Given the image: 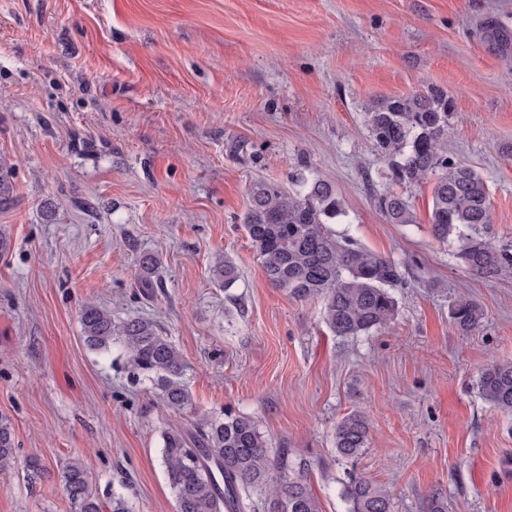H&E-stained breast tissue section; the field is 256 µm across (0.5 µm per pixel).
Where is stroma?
Wrapping results in <instances>:
<instances>
[{
	"instance_id": "1",
	"label": "stroma",
	"mask_w": 512,
	"mask_h": 512,
	"mask_svg": "<svg viewBox=\"0 0 512 512\" xmlns=\"http://www.w3.org/2000/svg\"><path fill=\"white\" fill-rule=\"evenodd\" d=\"M432 86L448 93L449 157L486 181L490 233L512 244V0H0V158L14 167L0 415L20 457L0 475V512H73L59 481L73 460L101 501L176 512L162 434L227 409L310 462L321 512H347L350 469L387 486L393 512L438 495L448 512H512V417L477 388L512 361V279L470 274L433 236L430 185L408 191L410 226L375 201L386 161L365 114ZM300 164L344 204L329 234L400 264L390 328L334 336L320 303L267 281L242 224L250 188ZM142 250L162 257L150 288ZM221 257L239 271L228 293L211 272ZM460 293L483 309L468 336L448 319ZM88 301L157 321L193 411L132 382L119 349L87 348ZM356 408L371 441L350 467L333 428Z\"/></svg>"
}]
</instances>
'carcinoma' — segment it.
Returning <instances> with one entry per match:
<instances>
[{
	"instance_id": "cac0c4a2",
	"label": "carcinoma",
	"mask_w": 512,
	"mask_h": 512,
	"mask_svg": "<svg viewBox=\"0 0 512 512\" xmlns=\"http://www.w3.org/2000/svg\"><path fill=\"white\" fill-rule=\"evenodd\" d=\"M373 147L387 161L388 184L376 205L391 224H414L408 198L392 186L411 188L433 182L429 224L442 242L456 244V257L471 274L485 280L512 278V246L500 245L487 230L489 188L472 168L448 157V93L430 87L402 97L382 98L367 112ZM12 166L0 163V204L10 201ZM347 216L335 188L303 169L288 174V187L258 182L251 187L243 218L248 238L262 259L268 281L300 302L322 304L323 321L338 337L369 336L395 320L399 301L393 289L403 283L399 264L361 247H343L325 225ZM160 264L142 253L138 277L146 288ZM213 279L228 292L238 281L236 267L220 259ZM457 332L468 336L483 317L480 305L466 295L448 303ZM83 341L94 351L122 348L129 372L147 380L174 411L193 409L185 381V363L174 342L148 318L117 319L95 302L80 310ZM479 392L494 409L512 415V362L492 363L482 372ZM371 439L370 422L361 410L343 416L334 429L336 459L359 458ZM162 461L176 512H320L307 483L305 462L294 463L288 451L274 454L255 421L226 411L204 416L194 429H170L162 435ZM17 459L13 428L0 416V473ZM60 481L75 512H131L122 495L103 505L84 464L74 460ZM341 497L348 512H392V494L384 485L349 475Z\"/></svg>"
}]
</instances>
